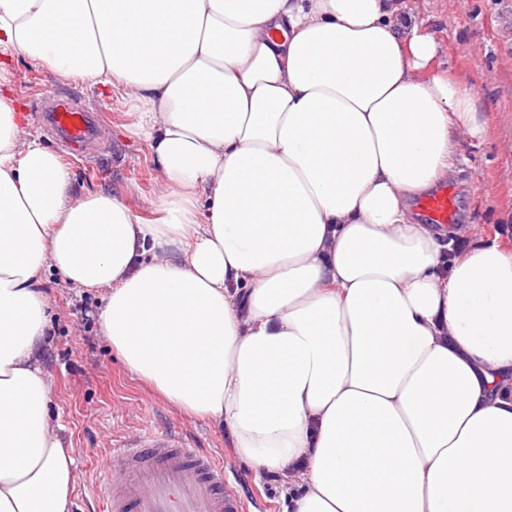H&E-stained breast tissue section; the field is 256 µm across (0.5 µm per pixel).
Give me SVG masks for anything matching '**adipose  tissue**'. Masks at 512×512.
<instances>
[{
    "instance_id": "obj_1",
    "label": "adipose tissue",
    "mask_w": 512,
    "mask_h": 512,
    "mask_svg": "<svg viewBox=\"0 0 512 512\" xmlns=\"http://www.w3.org/2000/svg\"><path fill=\"white\" fill-rule=\"evenodd\" d=\"M402 0H0V55L131 97L157 216L74 196L0 95V512H71L48 272L283 512H512V252L416 196L483 132Z\"/></svg>"
}]
</instances>
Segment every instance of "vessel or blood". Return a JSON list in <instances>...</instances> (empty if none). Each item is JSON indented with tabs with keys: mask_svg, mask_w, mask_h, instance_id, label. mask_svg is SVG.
I'll return each instance as SVG.
<instances>
[{
	"mask_svg": "<svg viewBox=\"0 0 512 512\" xmlns=\"http://www.w3.org/2000/svg\"><path fill=\"white\" fill-rule=\"evenodd\" d=\"M48 127L78 151L90 149L99 129L97 118L75 99H50ZM430 224L453 223L456 188L443 185L416 203ZM112 456L122 467L96 488L103 512H245L224 479V461L213 452L189 447L175 433L145 434L136 442L116 441Z\"/></svg>",
	"mask_w": 512,
	"mask_h": 512,
	"instance_id": "b4317fda",
	"label": "vessel or blood"
}]
</instances>
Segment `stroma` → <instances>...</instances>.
Returning a JSON list of instances; mask_svg holds the SVG:
<instances>
[{"instance_id":"35a3bbf8","label":"stroma","mask_w":512,"mask_h":512,"mask_svg":"<svg viewBox=\"0 0 512 512\" xmlns=\"http://www.w3.org/2000/svg\"><path fill=\"white\" fill-rule=\"evenodd\" d=\"M425 18L441 45L440 61L449 74L471 87L485 120V132L463 137L458 188V224L470 233L455 251L477 241H497L512 251V0H407ZM9 96L24 108L29 131L44 145L63 152L75 193L120 194L144 218L155 216L158 173L146 144L127 130L130 103L110 89L57 76L24 56L8 60ZM51 96H69L95 112L103 135L91 156L66 148L38 119ZM51 301L49 345L44 368L53 383L52 406L61 432L75 450L71 512H97L91 490L111 465L112 443L133 441L144 431L179 432L192 447L222 454L225 480L247 512H281L280 481L257 478L238 461L230 440L209 423L170 408L143 381L130 375L112 353L98 327L99 296L71 288L59 274L42 285Z\"/></svg>"}]
</instances>
